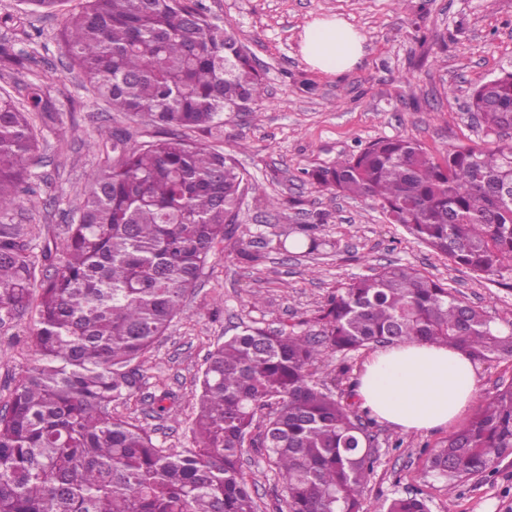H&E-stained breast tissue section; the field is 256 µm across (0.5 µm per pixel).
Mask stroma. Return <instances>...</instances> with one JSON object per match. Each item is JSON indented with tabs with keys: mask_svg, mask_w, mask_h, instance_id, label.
Here are the masks:
<instances>
[{
	"mask_svg": "<svg viewBox=\"0 0 512 512\" xmlns=\"http://www.w3.org/2000/svg\"><path fill=\"white\" fill-rule=\"evenodd\" d=\"M211 15L231 26L264 74L266 93L252 112L225 119L191 137L224 150L245 169L251 185L234 229L210 256L197 287L144 363L146 392L161 382L173 392L168 412L154 417L145 403H118L114 414L146 427L158 445L193 448L199 379L217 342L252 323L269 330L311 319L327 293L352 276L390 263L413 266L448 284L492 318L512 322V288L456 266L392 224L370 201L349 199L310 185L305 170L333 164L367 143L397 136L415 139L429 154L448 145L480 142L483 131L469 107L480 83L512 70V0H203ZM0 42L24 52L22 65L0 69V92L23 98L41 85L53 101V117L36 119L40 150L25 195L9 223L25 225L34 254L46 242L63 243L77 223L76 202L87 173L105 160L103 141L119 130L130 141L154 129L112 111L72 69L58 41L59 15L31 12L24 0H0ZM336 16L360 31L364 55L353 69L327 75L300 52L304 26ZM278 207H269V199ZM319 222L327 245L314 255L277 248L284 225ZM254 240L263 258L250 265L237 256L241 238ZM265 299L262 309L250 294ZM31 317L0 327V407L26 364ZM377 461L366 486L367 512L386 499L419 492L431 512H512V457L485 477L447 493L429 468V454L448 437L438 428L404 433L388 423L372 427ZM245 470L258 473L252 492L260 512H284V492L264 473L261 449L250 448Z\"/></svg>",
	"mask_w": 512,
	"mask_h": 512,
	"instance_id": "stroma-1",
	"label": "stroma"
}]
</instances>
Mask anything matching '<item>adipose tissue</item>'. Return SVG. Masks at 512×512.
Listing matches in <instances>:
<instances>
[{"instance_id":"ef3b65f1","label":"adipose tissue","mask_w":512,"mask_h":512,"mask_svg":"<svg viewBox=\"0 0 512 512\" xmlns=\"http://www.w3.org/2000/svg\"><path fill=\"white\" fill-rule=\"evenodd\" d=\"M364 38L336 17L307 24L300 50L305 61L327 74L351 69ZM475 365L456 347L413 340L371 353L356 388L361 408L405 433L458 426L479 393Z\"/></svg>"}]
</instances>
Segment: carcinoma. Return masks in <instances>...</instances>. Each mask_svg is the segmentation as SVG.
<instances>
[{
    "mask_svg": "<svg viewBox=\"0 0 512 512\" xmlns=\"http://www.w3.org/2000/svg\"><path fill=\"white\" fill-rule=\"evenodd\" d=\"M62 48L112 111L161 139L112 133V159L87 176L62 257L43 266L20 204L38 138L55 106L41 87L0 94V325L35 310L30 360L0 409V512H258L243 467L264 449L287 512H364L374 470L371 418L336 392L329 358L415 339L474 360L512 357V323L409 265L389 263L330 291L319 333L246 326L207 358L191 428L195 448L159 446L112 414L143 385L142 364L183 313L207 259L238 220L248 179L224 151L187 133L252 111L265 94L254 57L201 0H84ZM471 106L484 140L435 158L409 137L376 140L305 172L314 187L369 200L420 243L489 281L512 277V72L481 85ZM317 254L316 224L281 232ZM39 289L37 303L33 290ZM512 456V386L498 391L431 455L452 494ZM385 512H431L420 493Z\"/></svg>",
    "mask_w": 512,
    "mask_h": 512,
    "instance_id": "cac0c4a2",
    "label": "carcinoma"
}]
</instances>
